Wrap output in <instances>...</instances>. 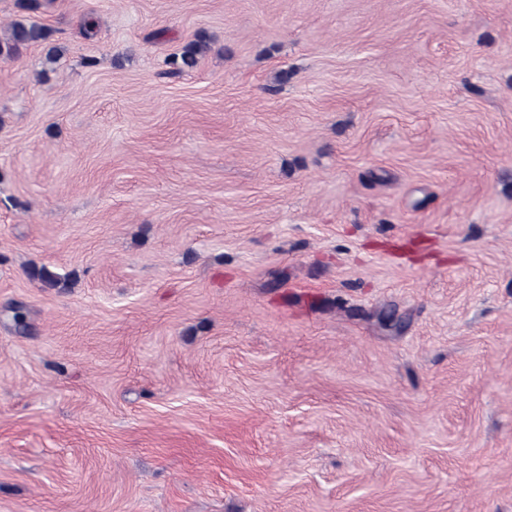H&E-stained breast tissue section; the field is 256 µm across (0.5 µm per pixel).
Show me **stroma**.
Masks as SVG:
<instances>
[{
	"label": "stroma",
	"mask_w": 512,
	"mask_h": 512,
	"mask_svg": "<svg viewBox=\"0 0 512 512\" xmlns=\"http://www.w3.org/2000/svg\"><path fill=\"white\" fill-rule=\"evenodd\" d=\"M38 20L0 56V512H512V0ZM48 37L47 29L37 22H16L8 34L0 39V55H12L22 46L38 44ZM208 50V44L203 38H199L187 44L180 55H175L170 59V70L166 73L170 77L180 76L184 72L195 68L200 57ZM30 280L40 283L46 288H67L68 281L51 271L46 266H33L27 271Z\"/></svg>",
	"instance_id": "1"
}]
</instances>
